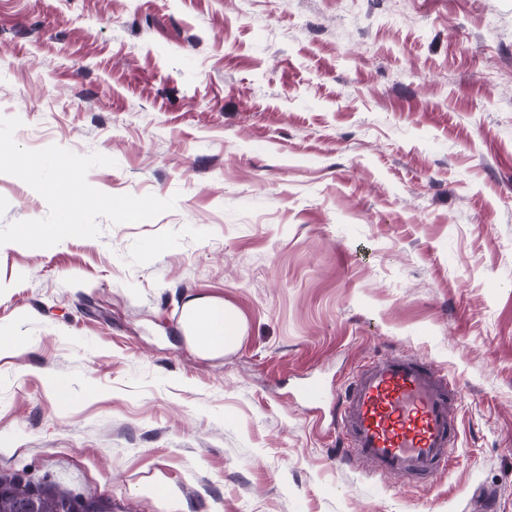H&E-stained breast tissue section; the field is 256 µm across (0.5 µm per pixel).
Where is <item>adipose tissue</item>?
<instances>
[{"instance_id": "1", "label": "adipose tissue", "mask_w": 512, "mask_h": 512, "mask_svg": "<svg viewBox=\"0 0 512 512\" xmlns=\"http://www.w3.org/2000/svg\"><path fill=\"white\" fill-rule=\"evenodd\" d=\"M187 309L192 345L200 353L219 356L237 341L240 320L223 302L200 298L190 301Z\"/></svg>"}]
</instances>
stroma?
Returning <instances> with one entry per match:
<instances>
[{"mask_svg": "<svg viewBox=\"0 0 512 512\" xmlns=\"http://www.w3.org/2000/svg\"><path fill=\"white\" fill-rule=\"evenodd\" d=\"M195 297L242 321L221 357L184 340ZM1 333L22 482L114 512H512V0H0ZM389 353L463 385L426 481L336 462V392Z\"/></svg>", "mask_w": 512, "mask_h": 512, "instance_id": "obj_1", "label": "stroma"}]
</instances>
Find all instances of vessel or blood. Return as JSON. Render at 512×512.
I'll return each mask as SVG.
<instances>
[{"instance_id":"b4317fda","label":"vessel or blood","mask_w":512,"mask_h":512,"mask_svg":"<svg viewBox=\"0 0 512 512\" xmlns=\"http://www.w3.org/2000/svg\"><path fill=\"white\" fill-rule=\"evenodd\" d=\"M461 395L458 381L426 357H370L336 395L338 462L403 479L445 472L457 448Z\"/></svg>"}]
</instances>
